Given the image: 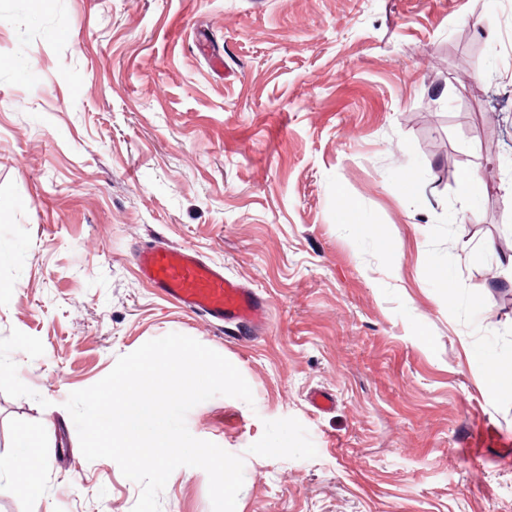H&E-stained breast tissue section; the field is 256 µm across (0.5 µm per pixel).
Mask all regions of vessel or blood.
<instances>
[{"label":"vessel or blood","instance_id":"1","mask_svg":"<svg viewBox=\"0 0 512 512\" xmlns=\"http://www.w3.org/2000/svg\"><path fill=\"white\" fill-rule=\"evenodd\" d=\"M141 277L187 312L215 325H254L266 313L264 301L246 284L224 274L189 248L149 246L135 257Z\"/></svg>","mask_w":512,"mask_h":512}]
</instances>
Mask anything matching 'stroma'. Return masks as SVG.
Returning <instances> with one entry per match:
<instances>
[{"label":"stroma","instance_id":"1","mask_svg":"<svg viewBox=\"0 0 512 512\" xmlns=\"http://www.w3.org/2000/svg\"><path fill=\"white\" fill-rule=\"evenodd\" d=\"M485 124L512 153V0H0V457L35 430L38 471L29 497L0 475V512H132L64 403L172 332L252 389L186 417L243 457L236 512H512V386L485 388L512 362V166ZM156 244L265 324L157 294ZM160 502L212 512L206 472ZM141 277L165 297L218 326H252L265 318L264 301L246 284L224 275L189 248L149 246L135 257Z\"/></svg>","mask_w":512,"mask_h":512}]
</instances>
